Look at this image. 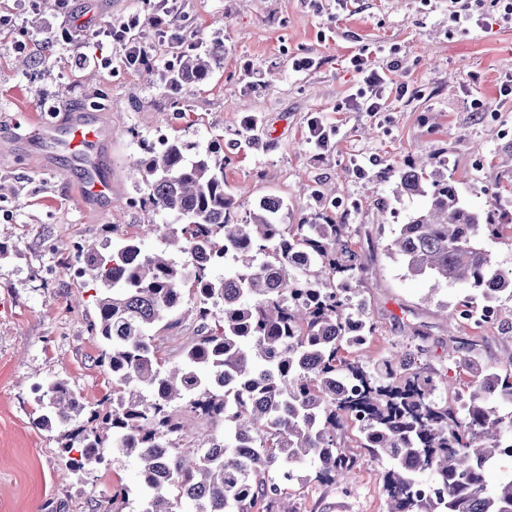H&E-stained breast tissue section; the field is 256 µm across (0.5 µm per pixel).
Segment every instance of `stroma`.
Here are the masks:
<instances>
[{
    "instance_id": "1",
    "label": "stroma",
    "mask_w": 512,
    "mask_h": 512,
    "mask_svg": "<svg viewBox=\"0 0 512 512\" xmlns=\"http://www.w3.org/2000/svg\"><path fill=\"white\" fill-rule=\"evenodd\" d=\"M70 5L89 28L64 43L54 38L55 11L40 0H0V16L11 19L0 24V183L8 187L0 195V512H91L95 501L121 493L123 512H138L135 457L115 452L76 476L61 446L65 427L45 428L38 418L40 391L57 378L68 379L90 406L111 390L94 362L100 343L88 330L96 316L93 281L78 272L70 245L101 240L107 224L122 235L153 221L128 168L142 140L219 143L225 188L242 217L276 196L284 202L282 223H297L330 187L336 197L357 201L335 217L352 225V246L366 264L359 297L376 324L360 350L366 361L381 362L419 328L429 334L423 364L455 389L470 380L465 361L498 365L512 346V301L503 304L504 326L448 328L445 307L468 290L452 285L430 294L425 279L388 254L398 225L423 200L396 195L378 178L417 159L443 160L466 203L482 210L500 195L492 218L512 224V99L500 96L512 79V26L495 11L461 32L448 19V0H179L164 34L149 21L155 0ZM135 12L142 22L132 35L152 45L159 61L175 64L183 53L220 45L223 63L172 101L161 73L128 65L104 35ZM22 38L34 54L24 66L15 49ZM365 45L383 46L377 65L396 61L391 77L408 87L385 112L347 106L356 91L349 59ZM82 53L94 61L79 68ZM299 57L312 58L313 67L293 69ZM94 96L102 102L97 119L112 132L102 153L112 180L105 209L82 200L62 160L18 139L42 100L63 121ZM476 99L482 111H474ZM315 116L333 130L322 150L306 141ZM456 344L460 355L449 356ZM385 467L366 457L350 483L298 482L290 498L296 512H387Z\"/></svg>"
}]
</instances>
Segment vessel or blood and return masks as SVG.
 <instances>
[{"instance_id": "vessel-or-blood-1", "label": "vessel or blood", "mask_w": 512, "mask_h": 512, "mask_svg": "<svg viewBox=\"0 0 512 512\" xmlns=\"http://www.w3.org/2000/svg\"><path fill=\"white\" fill-rule=\"evenodd\" d=\"M29 135L45 150L65 159L71 170L80 173L85 197L100 203L108 200L112 183L100 154L106 139L91 110L74 111L64 122L34 117Z\"/></svg>"}]
</instances>
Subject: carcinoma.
Listing matches in <instances>:
<instances>
[{
    "instance_id": "cac0c4a2",
    "label": "carcinoma",
    "mask_w": 512,
    "mask_h": 512,
    "mask_svg": "<svg viewBox=\"0 0 512 512\" xmlns=\"http://www.w3.org/2000/svg\"><path fill=\"white\" fill-rule=\"evenodd\" d=\"M223 59L222 46L182 55L175 88L206 80ZM140 150L131 166L146 188L142 205L163 223L144 225L107 252L84 246L98 284L90 331L103 345L97 362L111 393L88 407L58 378L41 395V425L76 423L63 445L72 472L90 470L114 448L140 460V512H294L282 501L301 480L293 465H310L318 482H349L359 458L344 436L361 417L358 447L387 462V512H512V473L501 470L512 443L511 372H480L468 395L441 404L434 375L420 366L426 336L419 332L382 364L367 365L355 350L375 324L352 305L365 265L348 225L322 206L282 224L277 197L238 219L219 144L176 137ZM392 175L397 192L426 204L401 225L391 254L434 291L472 290L448 311L449 322L466 323L463 307L501 311L512 300V271L496 267L484 241L512 226L468 206L445 167L414 164ZM149 236L180 259L145 253L141 238ZM229 263L224 277H213ZM187 293L198 328L169 369L156 337L179 322ZM189 418L222 424L224 434L184 453ZM422 483L439 493H415Z\"/></svg>"
}]
</instances>
